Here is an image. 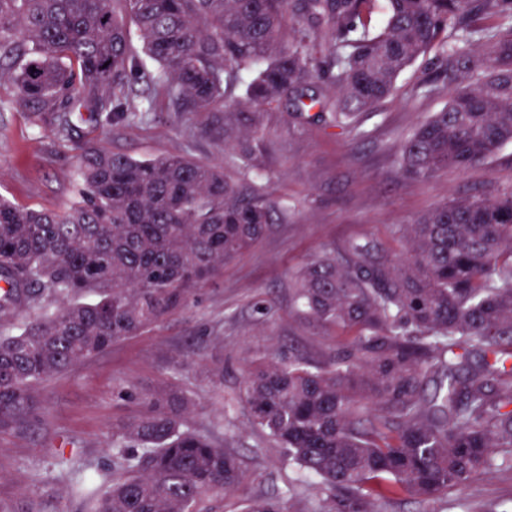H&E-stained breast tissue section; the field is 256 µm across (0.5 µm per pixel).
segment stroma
Instances as JSON below:
<instances>
[{"label":"stroma","instance_id":"35a3bbf8","mask_svg":"<svg viewBox=\"0 0 512 512\" xmlns=\"http://www.w3.org/2000/svg\"><path fill=\"white\" fill-rule=\"evenodd\" d=\"M437 69L420 58L399 79L396 92L360 119L359 134L310 126L297 135L274 120L268 186L288 203L287 223L270 225L215 279L196 288L185 308L142 332L121 338L103 354L72 365L37 389L40 410L19 430L0 431V512H86L73 486L86 475L100 488L112 483V433L137 411L142 398L162 390L192 403L190 426L235 451L241 460L239 493L214 496L211 512H238L247 496L280 497L285 512H311L312 495L288 494L297 472L282 448L257 432L238 403L249 368L302 354L314 359L335 351V330L309 325L294 310V271L327 247L372 239L401 254L391 228L409 223L446 198L491 182L512 180V144L489 163L464 172L410 182L392 162L397 135L438 111L442 99H414L411 87ZM0 85V197L34 209L58 211L73 197L74 152L33 108L12 103ZM195 114L148 124L112 127L98 145L148 159L188 154L223 161L224 146L189 139ZM377 512H507L512 468L479 471L440 501L425 506L401 495L376 502Z\"/></svg>","mask_w":512,"mask_h":512}]
</instances>
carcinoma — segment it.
Wrapping results in <instances>:
<instances>
[{"instance_id":"cac0c4a2","label":"carcinoma","mask_w":512,"mask_h":512,"mask_svg":"<svg viewBox=\"0 0 512 512\" xmlns=\"http://www.w3.org/2000/svg\"><path fill=\"white\" fill-rule=\"evenodd\" d=\"M0 0V81L37 121L80 134L73 201L61 212L0 198V429L35 415V386L183 307L288 208L266 190L275 113L294 130H346L427 54L415 98L445 105L405 134L409 181L494 159L512 143V0ZM203 114L197 138L224 165L106 152L92 133L162 113ZM381 244L326 249L293 274L301 314L336 329V354L248 373L252 426L306 477L318 502L375 512L374 496L430 503L477 471L512 466V181L451 197ZM27 307L31 320L6 328ZM483 364L460 374L466 356ZM437 383L430 398L428 382ZM112 436L118 477L88 512H203L238 491V457L162 392ZM241 512H283L264 496Z\"/></svg>"}]
</instances>
